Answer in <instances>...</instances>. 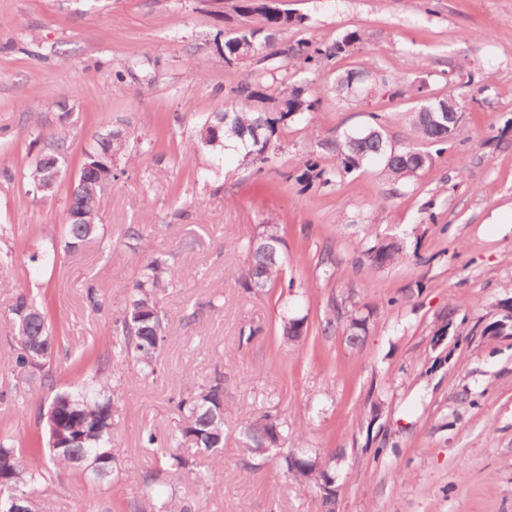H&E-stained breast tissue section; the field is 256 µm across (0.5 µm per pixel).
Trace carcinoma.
I'll return each instance as SVG.
<instances>
[{
    "label": "carcinoma",
    "mask_w": 512,
    "mask_h": 512,
    "mask_svg": "<svg viewBox=\"0 0 512 512\" xmlns=\"http://www.w3.org/2000/svg\"><path fill=\"white\" fill-rule=\"evenodd\" d=\"M235 11L249 19V24L224 32V63L231 67L247 61L253 69L247 79L224 94V111L205 120L200 142L185 144L183 159H193L199 144L210 146L219 140L224 149L237 153L243 169L260 173L282 151L281 135L288 124H301L319 109L322 97L311 93L312 78L332 68L337 57L351 55L364 42V33L348 31L331 44L313 38L281 43L277 36L290 26L302 24V18L267 0H236ZM399 84L400 80L389 82L363 66L337 74L326 92L343 99H364L385 91L395 98L402 95ZM416 94L417 104L410 109V144L395 147L384 133L382 115L372 112L371 122L361 130L339 134L323 143L332 155L330 167L321 168L307 157L305 175L329 184L375 160L382 165L380 174L393 186L417 178L433 164L432 153L421 146L442 153L454 138L459 119L448 111V99L427 95L421 86ZM40 139L43 149L31 161L27 177L36 191L54 184V189L40 191L41 197L47 199L61 187L70 145L61 130ZM150 150V144L131 137L124 128L92 135L67 194L60 245L33 260L53 269L58 252L72 254L89 243L103 241L102 205L117 177L114 169L131 152L144 157ZM284 248L283 225L274 218L267 219L256 236L242 244L247 264L235 276L248 297L266 295L278 285ZM404 249V241L398 236L377 238L365 255L370 268L376 271L401 259ZM171 277L172 265L163 252L140 264L127 302L113 319L112 337L105 351L98 352L93 345L85 347L78 361L93 356L94 365L90 372H80L78 382L66 389L58 387L54 366L55 353L64 336L52 322L49 306L28 293L16 294L10 306L13 355L9 370L13 392L16 397H25V384L36 379L43 390V403L36 430L0 436V512H13L15 505H24L27 497L33 499V512H51L49 503L34 497V491L52 482L62 470L82 474L92 486L118 470L123 405L118 397L121 377L114 366L132 364L146 378L157 376V357L166 341L168 325L181 313L165 304ZM496 316L481 328V334L507 332L512 336V299L498 305ZM338 322L346 324L350 346L363 344L367 317L356 314L346 304L335 303L331 316L321 324L322 334L330 333ZM279 332L283 345L302 344L309 333L307 316L283 309ZM229 420L231 413L224 403V373L216 371L178 402V420L165 436L145 427L141 439L148 447L168 449L163 471L179 475L192 471L193 462L180 453L186 443L201 455H224V427ZM244 435L257 452L277 450L288 440V426L263 406L245 426ZM281 467L289 479L315 492L323 512H336L338 491L332 458L303 450L287 451L281 455ZM138 499L139 512H186L178 508L173 498L164 496L158 487V473L152 470L141 478Z\"/></svg>",
    "instance_id": "1"
}]
</instances>
